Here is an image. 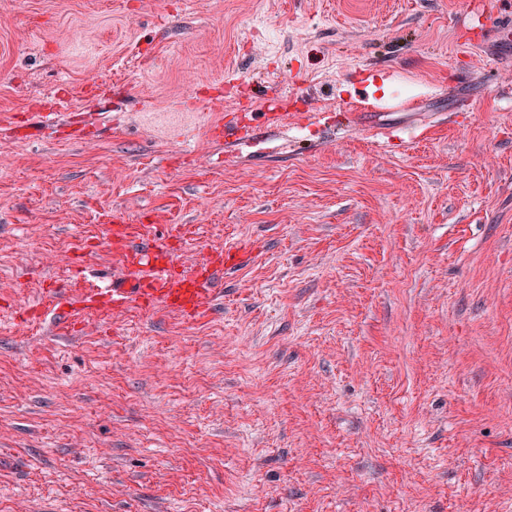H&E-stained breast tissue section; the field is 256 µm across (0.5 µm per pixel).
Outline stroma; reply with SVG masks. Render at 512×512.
<instances>
[{
  "label": "stroma",
  "mask_w": 512,
  "mask_h": 512,
  "mask_svg": "<svg viewBox=\"0 0 512 512\" xmlns=\"http://www.w3.org/2000/svg\"><path fill=\"white\" fill-rule=\"evenodd\" d=\"M469 2L0 0V512H512V0ZM116 224L232 255L223 306L19 322ZM417 104V98L399 99L371 110L349 112L351 127L374 137L379 134L378 118L381 115L388 112L412 111L416 108ZM265 133L264 129H258L256 127L251 128L250 126L246 127L242 134L238 132L225 134L224 127L221 125H216L210 129V135L214 140L220 141L224 138V148L237 147L254 140L262 139Z\"/></svg>",
  "instance_id": "obj_1"
}]
</instances>
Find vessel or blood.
Returning <instances> with one entry per match:
<instances>
[{"instance_id":"obj_1","label":"vessel or blood","mask_w":512,"mask_h":512,"mask_svg":"<svg viewBox=\"0 0 512 512\" xmlns=\"http://www.w3.org/2000/svg\"><path fill=\"white\" fill-rule=\"evenodd\" d=\"M417 99H399L371 110L354 112L350 123L356 130L367 135H377L378 119L388 112L410 111L416 108ZM268 127L245 128L243 133L225 135L223 126L211 128L214 140L223 141L225 147L232 148L254 140L262 139L266 131H280L288 122V116L275 110L266 112ZM113 237L127 256H130L132 276H116L108 288L97 289L87 296L90 304H104L119 312L130 303L149 297L164 307L180 314L196 316L210 311L221 295V284L226 263L223 256L216 255L196 264L191 273L173 275L167 265L156 263L155 258L162 250L160 243L148 240L135 232L130 225H117Z\"/></svg>"}]
</instances>
